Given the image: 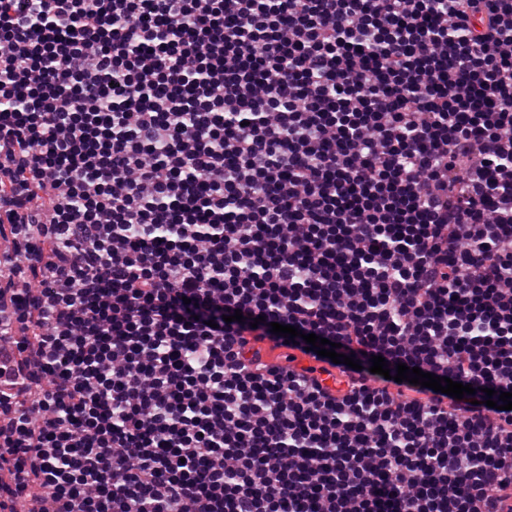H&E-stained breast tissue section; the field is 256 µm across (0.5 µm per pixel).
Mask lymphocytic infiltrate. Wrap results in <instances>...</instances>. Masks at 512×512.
<instances>
[{
    "label": "lymphocytic infiltrate",
    "instance_id": "obj_1",
    "mask_svg": "<svg viewBox=\"0 0 512 512\" xmlns=\"http://www.w3.org/2000/svg\"><path fill=\"white\" fill-rule=\"evenodd\" d=\"M0 242V512H512V0H0Z\"/></svg>",
    "mask_w": 512,
    "mask_h": 512
}]
</instances>
